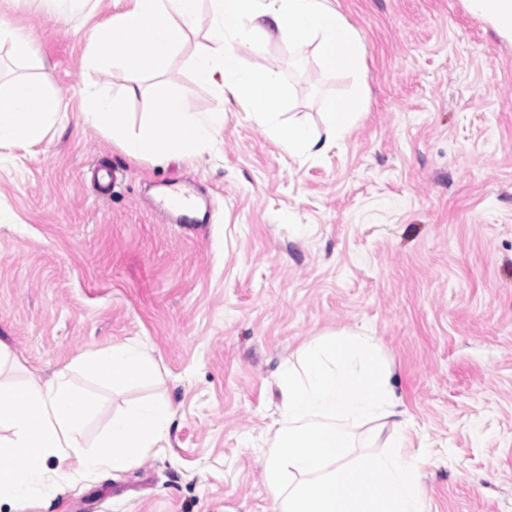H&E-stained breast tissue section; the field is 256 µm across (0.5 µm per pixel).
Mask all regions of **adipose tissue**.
Returning a JSON list of instances; mask_svg holds the SVG:
<instances>
[{
    "instance_id": "ef3b65f1",
    "label": "adipose tissue",
    "mask_w": 512,
    "mask_h": 512,
    "mask_svg": "<svg viewBox=\"0 0 512 512\" xmlns=\"http://www.w3.org/2000/svg\"><path fill=\"white\" fill-rule=\"evenodd\" d=\"M202 3L210 28L193 67L199 80L216 88L213 109L195 111L187 99L160 87L146 103L143 122L133 127L120 97L88 92L80 114L83 126L110 133L135 161L186 160L216 143L232 99L285 153L320 155L346 138L359 118L353 105L330 102L322 134H313L279 112L283 88L277 73L246 67L239 54L258 37H275L298 49L317 44L329 69H356L359 36L329 0H122L92 27L83 67L123 69L125 94L136 95L144 68L163 71L178 53ZM66 108L62 93L45 82L1 83L0 148L41 145ZM73 369L93 370L98 379L121 386L153 378L156 361L143 346L123 343L84 353ZM69 372L23 384L0 381V503L10 501L30 512L52 498L64 474L50 471L48 459L85 473L121 472L168 442L171 406L153 397L127 403L98 439L87 443L86 422L94 405L73 385Z\"/></svg>"
}]
</instances>
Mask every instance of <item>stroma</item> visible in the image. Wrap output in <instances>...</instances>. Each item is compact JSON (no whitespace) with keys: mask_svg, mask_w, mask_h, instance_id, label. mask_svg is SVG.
<instances>
[{"mask_svg":"<svg viewBox=\"0 0 512 512\" xmlns=\"http://www.w3.org/2000/svg\"><path fill=\"white\" fill-rule=\"evenodd\" d=\"M357 31L362 64L325 68L316 45L263 38L247 66L275 71L280 109L311 129L329 102L360 118L320 156L282 152L237 103L221 141L193 161L130 160L79 122L82 90L116 94L118 68L84 69L93 21L37 6L0 13L32 29L42 59L0 50V76L61 89L68 107L34 152L0 151V340L18 379L49 378L83 353L139 342L155 380L74 381L96 410L95 439L128 401L161 396L169 445L128 471L67 478L41 512H273L262 450L276 373L321 334L362 329L389 367L423 462V512H512V41L464 0H330ZM207 10L162 74L199 112L216 103L192 59ZM105 167L124 171L110 193ZM203 205L166 212L164 188Z\"/></svg>","mask_w":512,"mask_h":512,"instance_id":"35a3bbf8","label":"stroma"}]
</instances>
